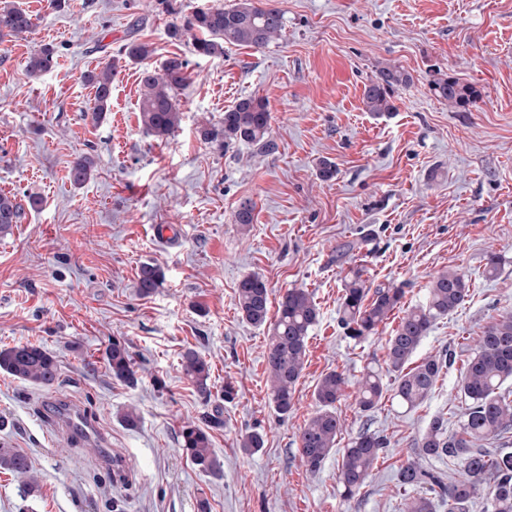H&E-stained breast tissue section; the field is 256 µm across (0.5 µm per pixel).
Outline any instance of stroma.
I'll list each match as a JSON object with an SVG mask.
<instances>
[{"instance_id":"1","label":"stroma","mask_w":512,"mask_h":512,"mask_svg":"<svg viewBox=\"0 0 512 512\" xmlns=\"http://www.w3.org/2000/svg\"><path fill=\"white\" fill-rule=\"evenodd\" d=\"M232 2L61 0L52 8L0 0L34 22L24 37L0 42V193L25 206L0 236V349L40 344L60 363L49 388L0 372V442L27 454L39 484L23 496L18 478L0 470V512H112L116 502L123 512H197L202 498L211 512H400L413 490L397 474L413 441L435 416L457 430L458 363L512 311V0H268L284 29L262 50L228 45L223 56L202 58L169 38L176 14ZM131 40L151 54L118 68L110 110L93 122L84 75ZM47 44L56 63L32 77L26 61ZM175 53L191 78L176 95L181 123L162 140L139 121L140 73ZM386 62L411 82L395 90L394 112L376 117L362 94ZM449 75L477 90L470 111L435 93ZM247 96L268 101L274 150L205 142L201 127ZM83 155L95 171L76 186L69 170ZM322 159L336 166L332 180L317 177ZM243 197L255 205L246 229L233 222ZM161 225L175 237L155 236ZM347 242L354 250L337 258ZM491 253L502 258L493 279L485 274ZM152 260L165 283L144 298L136 273ZM448 266L465 274L470 298L434 325L415 357L450 350L457 365L417 409L386 400L361 413L355 380ZM356 267L370 287L406 291L386 327L360 343L338 323L342 280ZM252 272L276 295L307 289L320 309L283 421L268 399L266 333L234 305ZM115 337L135 359L137 386L113 380L103 360ZM190 348L211 365L210 398L181 371ZM331 370L349 379L338 404L344 427L338 451L313 475L300 461L298 432ZM228 381L237 389L230 402ZM131 407L141 416L135 430L119 419ZM71 408L104 434L102 445L57 433ZM214 412L224 421L211 432L217 476L191 464L180 438L183 425ZM256 426L265 444L248 455L240 439ZM365 427L383 431L389 446L346 501L340 451Z\"/></svg>"}]
</instances>
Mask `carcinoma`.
I'll list each match as a JSON object with an SVG mask.
<instances>
[{"label":"carcinoma","mask_w":512,"mask_h":512,"mask_svg":"<svg viewBox=\"0 0 512 512\" xmlns=\"http://www.w3.org/2000/svg\"><path fill=\"white\" fill-rule=\"evenodd\" d=\"M31 16L24 10L0 8V39L31 32ZM284 27L283 16L276 9L263 8L257 0H236L230 6L199 8L180 17L168 28L175 41L192 40L193 51L201 57L224 56V45H246L264 49L279 39ZM151 53L143 43L131 41L119 49L105 65L87 73L86 82L95 88L92 117L99 121L109 111L112 100V79L119 62H139ZM55 49L46 45L32 54L26 68L32 75L49 71L54 63ZM189 62L175 54L157 69L146 68L140 80L138 100L140 122L157 138H167L178 128L180 112L175 95L189 80ZM411 77L396 65L378 70L375 79L364 87L362 102L366 111L375 115L395 109L393 90L410 83ZM437 95L448 105L467 109L476 98L474 87L455 76L437 80ZM271 113L267 102L253 96L239 99L224 110L218 122L201 127L204 141L217 143L228 150L237 145H249L260 153L274 149L270 139ZM93 160L86 156L71 168V180L82 185L91 178ZM22 207L16 197L0 194V234L6 235L21 219ZM234 223L246 228L254 222V203L240 200L233 214ZM165 281L163 268L153 262L141 264L137 292L149 297ZM470 287L464 275L448 267L437 272L427 288L423 303L413 307L401 319L398 328L386 339L382 370L368 363L357 381L359 410L369 413L391 394V399L408 410L419 407L432 392L443 369L455 363V353L448 351L431 355L412 364L423 338L437 320L463 306ZM405 289L401 286L370 290L363 270L357 269L344 277L339 307V323L349 338L364 340L379 332L393 311L401 304ZM235 306L247 323L267 329V371L270 404L280 418L288 417L294 406L296 386L307 360L310 331L319 320L320 311L311 293L303 288H288L280 294L274 316L270 312V289L263 276L250 273L242 277L235 292ZM112 378L127 385L139 382L137 370L127 343L114 338L105 348ZM180 366L197 392L211 395L210 365L197 351L186 350ZM0 370L31 386L49 388L58 379V361L43 347L18 343L0 349ZM390 376L383 382L382 372ZM512 380V312L499 315L490 323L470 348L458 381L459 393L466 407L461 413L459 430L448 433L447 423L434 418L413 446L414 458L399 470L401 484L423 488L427 496L405 503L403 512H434V499L448 502V512H468L474 498L484 496L485 512H512V452L507 448H486L488 441L508 438L512 433V400L502 391L503 384ZM346 378L331 370L319 379L315 387L318 408L300 428L298 453L307 471L318 472L325 459L335 450L343 424L336 403L343 396ZM223 424L220 416H204L203 425L189 423L181 431L182 447L191 463L200 471L219 475L221 464L211 442L209 430ZM264 434L254 428L241 437L240 448L254 454L264 447ZM389 446L388 437L380 431L365 428L344 449L338 464V481L346 499L354 498L363 489L378 459ZM446 457L460 463L466 479L446 483L436 471L427 469L421 459ZM0 469L23 479L22 492L29 495L37 490L31 463L19 449L0 443Z\"/></svg>","instance_id":"1"}]
</instances>
